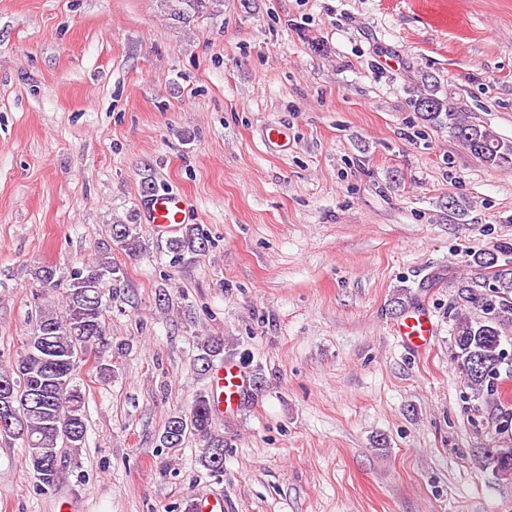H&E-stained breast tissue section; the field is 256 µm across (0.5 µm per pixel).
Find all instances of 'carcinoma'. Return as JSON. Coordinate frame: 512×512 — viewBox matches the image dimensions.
I'll list each match as a JSON object with an SVG mask.
<instances>
[{"instance_id":"1","label":"carcinoma","mask_w":512,"mask_h":512,"mask_svg":"<svg viewBox=\"0 0 512 512\" xmlns=\"http://www.w3.org/2000/svg\"><path fill=\"white\" fill-rule=\"evenodd\" d=\"M172 19L187 24L200 13L219 15L224 0H165ZM421 120L448 129L464 149L493 169H512V141L503 140L491 129L464 120L454 103L452 92L439 94V87L424 81L413 99ZM112 240L129 255L142 249L136 225H112ZM207 236L197 225L185 228L169 240V251L177 259L198 256L206 251ZM512 246L497 245L472 255L471 263L488 268L495 264L491 285L460 280L455 303L448 308L453 321L452 334L459 364L467 386L473 393L495 404L496 422L509 423L512 412L501 411L499 383L501 372H512V361H504L503 336L512 331ZM123 272L109 258L101 257L73 272L62 305H45L38 310L33 336L24 352L7 368L0 367V381L7 385L11 413L0 412V437L22 440L26 462L38 485L56 486L62 448L78 452L87 432L83 396L73 385L80 355L109 344L105 324L106 303L101 288L105 278L121 282ZM224 359V339L209 337L197 343L194 371L204 377L217 360ZM193 434L200 442V464L214 475L224 473V437L213 430L210 397L196 394L189 411L168 416L159 436L160 447L175 449ZM485 448L481 462L505 476L512 474V454L495 455Z\"/></svg>"}]
</instances>
